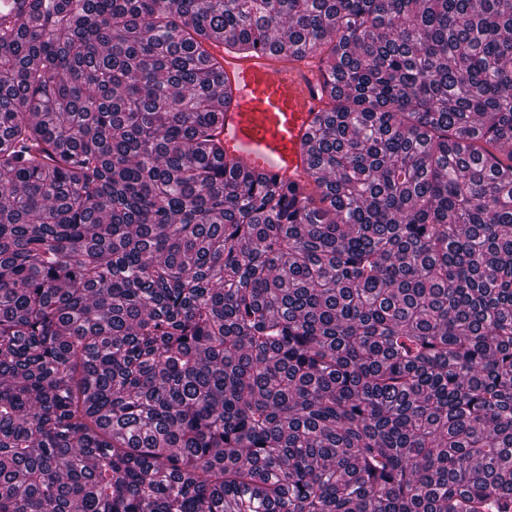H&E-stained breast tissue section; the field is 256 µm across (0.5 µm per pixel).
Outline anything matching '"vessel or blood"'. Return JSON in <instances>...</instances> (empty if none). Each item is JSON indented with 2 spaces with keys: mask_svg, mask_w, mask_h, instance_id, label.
<instances>
[{
  "mask_svg": "<svg viewBox=\"0 0 512 512\" xmlns=\"http://www.w3.org/2000/svg\"><path fill=\"white\" fill-rule=\"evenodd\" d=\"M211 52L224 62L225 155L267 177L307 180L314 119L326 100L318 66L285 51L229 55L220 34Z\"/></svg>",
  "mask_w": 512,
  "mask_h": 512,
  "instance_id": "1",
  "label": "vessel or blood"
}]
</instances>
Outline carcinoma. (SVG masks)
Here are the masks:
<instances>
[{"instance_id":"cac0c4a2","label":"carcinoma","mask_w":512,"mask_h":512,"mask_svg":"<svg viewBox=\"0 0 512 512\" xmlns=\"http://www.w3.org/2000/svg\"><path fill=\"white\" fill-rule=\"evenodd\" d=\"M311 52V180L225 158L217 33ZM512 0H0V512H512Z\"/></svg>"}]
</instances>
